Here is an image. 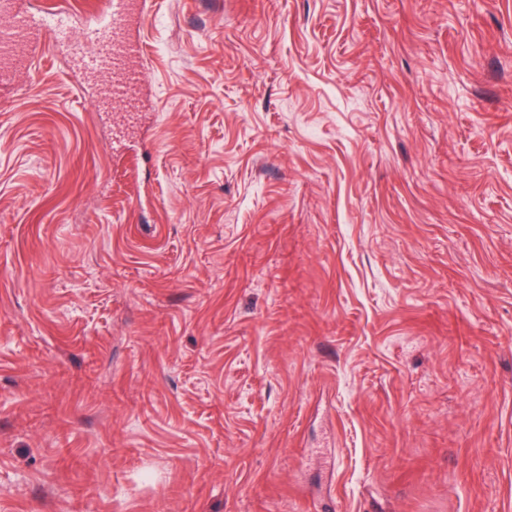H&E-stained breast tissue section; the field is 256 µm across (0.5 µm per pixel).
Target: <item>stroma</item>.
I'll return each instance as SVG.
<instances>
[{
	"instance_id": "obj_1",
	"label": "stroma",
	"mask_w": 512,
	"mask_h": 512,
	"mask_svg": "<svg viewBox=\"0 0 512 512\" xmlns=\"http://www.w3.org/2000/svg\"><path fill=\"white\" fill-rule=\"evenodd\" d=\"M147 4L0 75V512H512V0ZM0 15L8 18V23L0 26L1 75L15 64L16 45L36 50L46 42L56 46L65 41L63 47L84 63L89 76H103L100 93L106 101L135 105L141 73L133 59L144 49L131 39L130 32L142 21V1H109L101 30L85 37L74 35L70 14L50 9L32 11L21 0H1Z\"/></svg>"
}]
</instances>
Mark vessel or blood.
Masks as SVG:
<instances>
[{"instance_id": "obj_1", "label": "vessel or blood", "mask_w": 512, "mask_h": 512, "mask_svg": "<svg viewBox=\"0 0 512 512\" xmlns=\"http://www.w3.org/2000/svg\"><path fill=\"white\" fill-rule=\"evenodd\" d=\"M0 15L8 19L0 26L1 72L14 65L16 45L35 50L47 43L63 42L83 62L87 74L100 79L105 100L135 104L141 73L133 60L144 49L131 39L130 32L143 18L140 0H110L101 30L85 37L74 35L69 14L50 9L33 11L23 0H0Z\"/></svg>"}]
</instances>
